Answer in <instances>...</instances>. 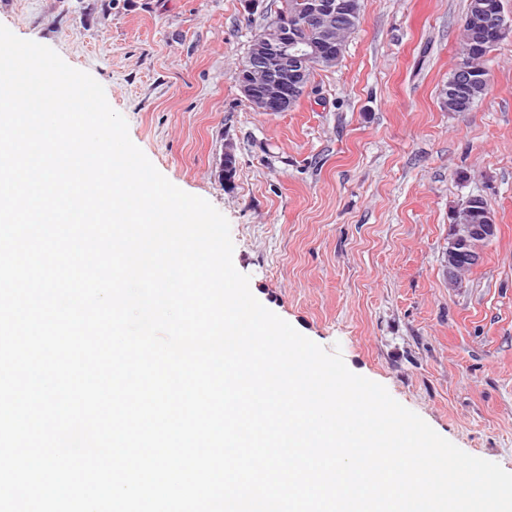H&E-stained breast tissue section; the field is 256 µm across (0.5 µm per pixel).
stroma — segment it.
Segmentation results:
<instances>
[{"label":"stroma","instance_id":"obj_1","mask_svg":"<svg viewBox=\"0 0 512 512\" xmlns=\"http://www.w3.org/2000/svg\"><path fill=\"white\" fill-rule=\"evenodd\" d=\"M467 4L362 0L338 64L287 112L237 82L280 0H0V25L104 87L157 170L227 218L266 308L512 472V34L485 96L445 110ZM473 196L498 233L452 285V216Z\"/></svg>","mask_w":512,"mask_h":512}]
</instances>
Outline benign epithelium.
Segmentation results:
<instances>
[{
  "mask_svg": "<svg viewBox=\"0 0 512 512\" xmlns=\"http://www.w3.org/2000/svg\"><path fill=\"white\" fill-rule=\"evenodd\" d=\"M351 23L353 14L346 0H312L308 15L292 24L280 15H269L243 66L250 77L240 83L242 94L264 112L291 110L297 96L308 88V66L314 61L333 63L340 59L343 45L336 39V31ZM465 25L469 45L489 31L501 39L512 32V21L502 12H488L481 0H474ZM477 79L472 67L459 63L448 92L458 95ZM497 228L493 210L487 205L477 208L474 196L455 211L446 253L449 283H458L462 272L478 265L482 247L496 236Z\"/></svg>",
  "mask_w": 512,
  "mask_h": 512,
  "instance_id": "benign-epithelium-1",
  "label": "benign epithelium"
}]
</instances>
